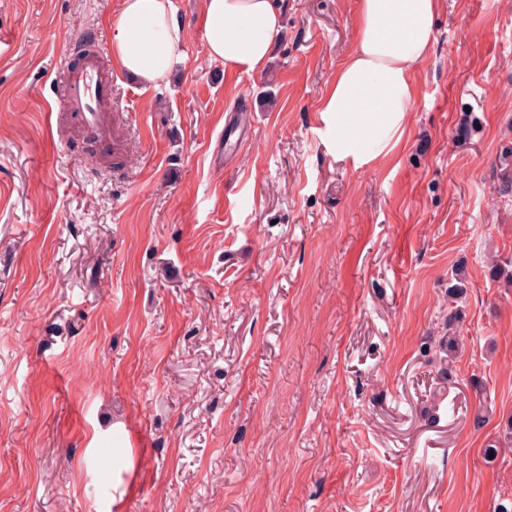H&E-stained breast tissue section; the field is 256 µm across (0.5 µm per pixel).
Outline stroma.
Wrapping results in <instances>:
<instances>
[{
  "label": "stroma",
  "mask_w": 512,
  "mask_h": 512,
  "mask_svg": "<svg viewBox=\"0 0 512 512\" xmlns=\"http://www.w3.org/2000/svg\"><path fill=\"white\" fill-rule=\"evenodd\" d=\"M174 2L165 81L103 56L124 117L106 169L63 98L121 0H0V512L512 504V447L484 454L512 416V288L489 273L512 261V0H442L398 143L362 168L319 110L357 0H279L260 74L225 73L200 0ZM458 269L444 381L424 345Z\"/></svg>",
  "instance_id": "1"
}]
</instances>
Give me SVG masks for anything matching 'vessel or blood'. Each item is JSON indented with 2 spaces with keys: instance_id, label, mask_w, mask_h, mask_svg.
<instances>
[{
  "instance_id": "vessel-or-blood-1",
  "label": "vessel or blood",
  "mask_w": 512,
  "mask_h": 512,
  "mask_svg": "<svg viewBox=\"0 0 512 512\" xmlns=\"http://www.w3.org/2000/svg\"><path fill=\"white\" fill-rule=\"evenodd\" d=\"M101 59L98 53L83 57L68 71L65 102L75 113L83 138L107 153L117 140L108 116L113 105L112 80L104 74Z\"/></svg>"
}]
</instances>
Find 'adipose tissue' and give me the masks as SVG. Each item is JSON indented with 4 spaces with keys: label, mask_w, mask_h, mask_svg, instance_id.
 I'll list each match as a JSON object with an SVG mask.
<instances>
[{
    "label": "adipose tissue",
    "mask_w": 512,
    "mask_h": 512,
    "mask_svg": "<svg viewBox=\"0 0 512 512\" xmlns=\"http://www.w3.org/2000/svg\"><path fill=\"white\" fill-rule=\"evenodd\" d=\"M441 0H358L356 45L321 101L336 115V152L361 165L385 148L414 103L415 67L435 39ZM203 37L225 71L264 69L283 23L277 0H201ZM112 59L152 84L184 56L174 0H122L110 23Z\"/></svg>",
    "instance_id": "adipose-tissue-1"
}]
</instances>
